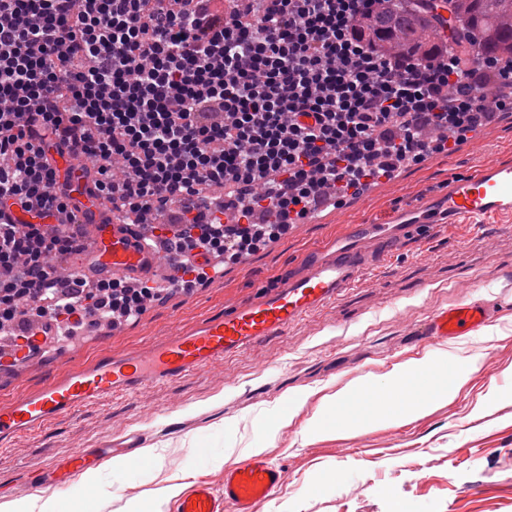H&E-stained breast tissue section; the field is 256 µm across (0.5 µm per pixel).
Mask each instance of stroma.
I'll list each match as a JSON object with an SVG mask.
<instances>
[{"label": "stroma", "mask_w": 512, "mask_h": 512, "mask_svg": "<svg viewBox=\"0 0 512 512\" xmlns=\"http://www.w3.org/2000/svg\"><path fill=\"white\" fill-rule=\"evenodd\" d=\"M512 162V112L496 114L454 150L429 154L400 167L364 194L302 221L266 241L241 261L189 288H172L116 336L83 337L71 345V364L110 347L135 349L176 327L223 314L224 307L274 287L305 252L343 235L426 192L444 191L449 177L476 163ZM485 302L496 313L497 332L436 340L426 333L434 313L461 302ZM438 350L449 363L479 359L456 401L433 408L405 425L364 432L348 427L304 439L321 398L365 374ZM57 348L40 356L42 370L0 387V402L31 391L64 372ZM304 396L291 422L265 433L261 418L288 409ZM232 425L234 460L250 457L254 441L267 440L265 454L284 470V481L254 512H512V227L440 224L423 229L367 269L343 296L256 352L229 360L171 384L119 395L83 407L0 443V512L37 495L28 477L40 474L78 448L138 433L157 449L161 467L154 481L115 478L102 466L106 512H124L128 499L162 488L188 487L200 478L221 484L220 469L197 468L190 443Z\"/></svg>", "instance_id": "stroma-1"}]
</instances>
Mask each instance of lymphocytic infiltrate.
Segmentation results:
<instances>
[{
    "label": "lymphocytic infiltrate",
    "mask_w": 512,
    "mask_h": 512,
    "mask_svg": "<svg viewBox=\"0 0 512 512\" xmlns=\"http://www.w3.org/2000/svg\"><path fill=\"white\" fill-rule=\"evenodd\" d=\"M393 0H0V327L141 311L152 291L58 277L81 254L44 218L68 196L49 154L94 166L109 210L168 225L180 251L238 259L408 161L449 150L512 96L486 102L456 46L388 56L361 28ZM230 187L242 227L196 196ZM21 206L37 218L12 223Z\"/></svg>",
    "instance_id": "f902f5d3"
}]
</instances>
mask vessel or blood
Here are the masks:
<instances>
[{"label":"vessel or blood","instance_id":"obj_1","mask_svg":"<svg viewBox=\"0 0 512 512\" xmlns=\"http://www.w3.org/2000/svg\"><path fill=\"white\" fill-rule=\"evenodd\" d=\"M55 166L68 177L70 211L88 245L73 271L85 282L119 277L129 286L159 278L183 276L191 265L205 266V254L176 255L162 245L152 226L130 224L109 215L89 193L88 168L68 154L55 155ZM512 219V163L479 164L448 180L444 193H425L413 205L389 211L374 224L350 225L338 239L311 248L296 269L275 287L243 298L224 316L202 320L189 328L132 350L108 351L41 388L0 404V441L35 430L47 421L115 395L173 383L205 369L222 368L236 355L253 351L260 342L287 333L303 317L335 302L373 263L415 240L428 224H481ZM489 309L464 303L436 313L428 333L446 340L480 331ZM139 435L100 448H79L62 465L36 481L41 489L60 490L80 473L99 468L114 456L138 448ZM284 479L280 467L260 455L224 470L223 487L201 481L185 490L175 512H252Z\"/></svg>","mask_w":512,"mask_h":512}]
</instances>
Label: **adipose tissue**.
<instances>
[{
	"instance_id": "adipose-tissue-1",
	"label": "adipose tissue",
	"mask_w": 512,
	"mask_h": 512,
	"mask_svg": "<svg viewBox=\"0 0 512 512\" xmlns=\"http://www.w3.org/2000/svg\"><path fill=\"white\" fill-rule=\"evenodd\" d=\"M477 369V359L457 367L428 352L394 365L385 375L356 377L323 397L307 434L318 436L340 423L369 430L420 418L435 405L454 402ZM99 486V473L90 471L71 487L67 497L37 495L18 502L14 512H100Z\"/></svg>"
}]
</instances>
